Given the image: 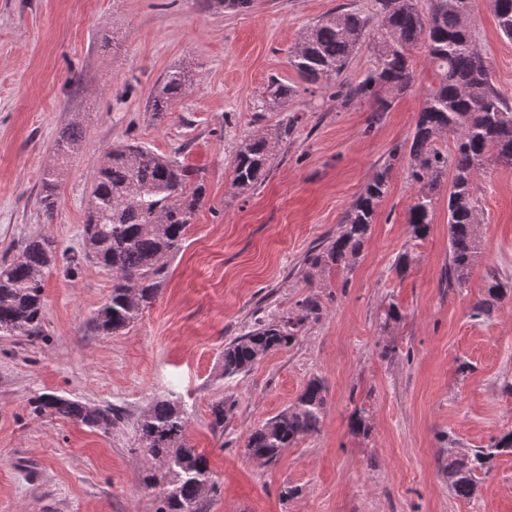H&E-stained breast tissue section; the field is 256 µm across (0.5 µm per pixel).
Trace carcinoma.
Wrapping results in <instances>:
<instances>
[{"instance_id":"carcinoma-1","label":"carcinoma","mask_w":512,"mask_h":512,"mask_svg":"<svg viewBox=\"0 0 512 512\" xmlns=\"http://www.w3.org/2000/svg\"><path fill=\"white\" fill-rule=\"evenodd\" d=\"M376 0L377 14L334 12L306 28L288 58L289 65L311 84L336 80L362 46L367 31L373 32L375 68L358 82L341 81L336 97L351 104L362 99L376 102L384 112L387 100L376 87L396 95L413 78L410 61L422 50L432 66L436 83L424 100L409 148L411 180L418 186L409 209L411 237L424 239L430 230L444 176L453 172L448 191V286L462 288L471 276L477 254L479 204L476 187L488 158L512 168V104L497 89L490 66L478 50L468 25L472 0ZM499 29L512 40V0H490ZM190 87L188 72L180 67L167 71L151 93L147 110L161 118ZM271 100L290 101L298 90L273 79L267 86ZM453 136L455 151L448 155L436 147L445 135ZM83 129L73 122L56 138V165L44 169L39 206L53 216L63 183L64 164L79 149ZM271 137L266 133L246 139L233 160L234 185L243 193L252 189L269 170ZM388 164L366 185L346 212L341 230L325 250L310 256L313 268L329 264L348 268L359 255L385 198ZM205 194L202 173L185 165L180 155L164 156L135 143L114 145L94 176L83 247L70 257L112 271V292L91 319L101 336L119 333L134 323L158 296L164 281L167 258L182 247ZM55 240L40 235L23 242L16 259L0 263V332L38 338L44 332V274L56 265ZM503 288L492 280L473 315H488L501 299ZM320 314V304L308 297L297 313L285 320L263 324L224 345L223 374L247 373L269 353L292 346L298 332ZM326 405V387L312 379L296 401L268 419L248 436L245 448L252 456L275 462L284 449L320 431ZM33 412L80 422L103 431L112 429L119 416L112 407H97L79 399L44 393L32 400ZM187 413L172 399L156 400L138 424L148 468L144 485L160 488L157 512H198L205 486L211 482L209 461L187 443ZM448 439V485L454 494L470 499L477 492V475L488 473L494 460L512 454V430L487 448L462 452Z\"/></svg>"}]
</instances>
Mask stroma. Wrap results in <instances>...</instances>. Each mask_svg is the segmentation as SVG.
Returning a JSON list of instances; mask_svg holds the SVG:
<instances>
[{
    "label": "stroma",
    "instance_id": "obj_1",
    "mask_svg": "<svg viewBox=\"0 0 512 512\" xmlns=\"http://www.w3.org/2000/svg\"><path fill=\"white\" fill-rule=\"evenodd\" d=\"M334 11L370 16L376 2L254 0L231 11L216 0H0V261L43 234L67 254L80 250L92 177L112 145L181 151L206 178L160 293L133 325L112 336L91 330L112 274L89 261L72 274L61 260L45 274L44 337L0 333V512H156L138 420L170 396L184 405L185 437L216 486L201 512H512V455L495 460L471 500L451 493L443 458L449 439L484 448L512 430V170L486 164L476 263L465 287H449L448 194H439L429 235L413 240L417 187L406 164L389 163L409 145L435 73L413 52L414 79L384 112L307 85L289 50ZM470 25L512 100V41L488 0H474ZM175 66L189 71L190 88L154 119L146 101ZM273 78L297 86V96L270 101ZM73 122L83 142L48 219L41 176ZM259 131L272 136L274 160L242 193L232 160ZM388 165V193L352 269L306 264ZM491 272L507 295L473 318ZM309 296L322 314L293 346L224 377L225 343L285 319ZM392 305L401 318L388 324ZM314 378L327 387L320 434L272 463L245 454L248 435ZM44 393L112 407L120 419L102 432L37 416L31 402ZM219 400L220 433L211 427ZM356 416L364 432L351 431Z\"/></svg>",
    "mask_w": 512,
    "mask_h": 512
}]
</instances>
